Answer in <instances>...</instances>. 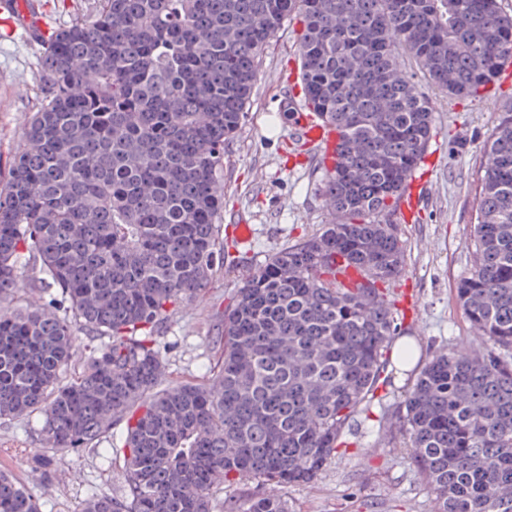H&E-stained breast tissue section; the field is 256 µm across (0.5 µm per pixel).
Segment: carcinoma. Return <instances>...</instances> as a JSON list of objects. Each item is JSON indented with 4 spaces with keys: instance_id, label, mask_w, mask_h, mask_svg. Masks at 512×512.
I'll use <instances>...</instances> for the list:
<instances>
[{
    "instance_id": "cac0c4a2",
    "label": "carcinoma",
    "mask_w": 512,
    "mask_h": 512,
    "mask_svg": "<svg viewBox=\"0 0 512 512\" xmlns=\"http://www.w3.org/2000/svg\"><path fill=\"white\" fill-rule=\"evenodd\" d=\"M297 19L310 115L338 136L329 223L272 253L221 313L213 383L164 385V319L224 265V145L242 128L263 55ZM456 100L512 62L499 0H95L53 31L40 99L0 184V419L43 416L46 448L96 446L124 424L128 491L82 512H213L241 478L269 488L225 512H287L376 403L399 315L405 245L375 222L405 191L433 111L395 48ZM475 265L456 298L483 348L439 351L402 401L400 437L435 512H512V106L483 147ZM353 264L363 280H336ZM54 288L11 309L22 270ZM90 341L81 370L73 325ZM0 512H39L0 472Z\"/></svg>"
}]
</instances>
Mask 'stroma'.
Masks as SVG:
<instances>
[{
	"label": "stroma",
	"instance_id": "obj_1",
	"mask_svg": "<svg viewBox=\"0 0 512 512\" xmlns=\"http://www.w3.org/2000/svg\"><path fill=\"white\" fill-rule=\"evenodd\" d=\"M298 25H284L271 40L254 88L252 104L239 136L224 149V211L221 224L245 215L253 227L251 247L225 238L227 260L217 269L202 300L169 316L159 338L166 383H211L222 356L220 313L241 280L281 247L311 234L330 220L321 196L324 170L312 152H297L292 123L280 118L278 73L297 69ZM43 55L0 13V171H7L21 147L27 119L38 94ZM435 119V136L415 181L426 184L419 207L409 215H379L406 247L405 267L392 289L418 300L400 324V340L426 362L440 349L476 341L454 288L470 273L474 256L469 238L475 222L478 167L482 147L503 104L512 100V76L493 100L454 101L422 84ZM417 376L389 365L388 398L381 412L352 425L355 444L327 463L306 486H287L279 494L290 512H434L433 496L406 449L400 448V403ZM42 418L34 414L0 420V470L27 485L40 512H81L92 495L124 497L127 474L122 457L109 451L122 425L96 447L80 454L56 455L41 481L31 479V459L43 445Z\"/></svg>",
	"mask_w": 512,
	"mask_h": 512
}]
</instances>
